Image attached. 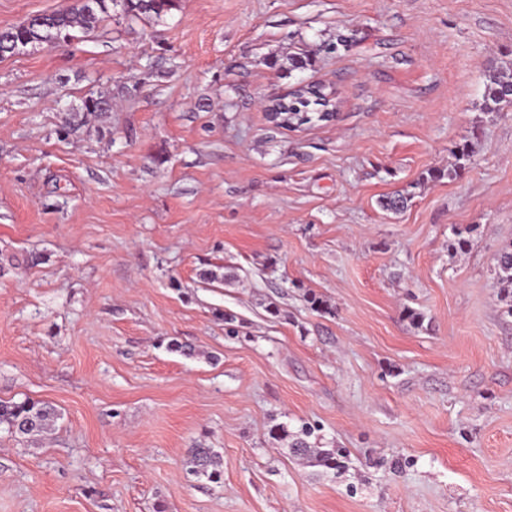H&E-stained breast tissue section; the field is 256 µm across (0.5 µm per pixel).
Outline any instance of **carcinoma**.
Segmentation results:
<instances>
[{
	"instance_id": "cac0c4a2",
	"label": "carcinoma",
	"mask_w": 512,
	"mask_h": 512,
	"mask_svg": "<svg viewBox=\"0 0 512 512\" xmlns=\"http://www.w3.org/2000/svg\"><path fill=\"white\" fill-rule=\"evenodd\" d=\"M178 0H79V4L55 11L48 16L44 27H25L21 24L0 30V43L12 42L15 50L29 45H36L53 40L71 41L96 28L109 14L114 6H121L122 11L132 17L159 18L177 7ZM504 103H512V81L506 80L498 73L488 74L486 87V109L494 112ZM410 197L404 194L387 196L381 200V207L394 213L401 212L408 206ZM495 274L506 286L504 298H512V245L499 251L495 257ZM59 413L48 402L26 398L21 401L0 400V426L23 439H37L48 434ZM279 439H289L291 453L312 466L326 471H339L342 454L338 448H315L308 438L314 428L304 424L296 432H291L285 425L278 424L271 429ZM188 464L191 471L205 476L212 482H218L222 476L220 456L211 448L199 446L189 449Z\"/></svg>"
}]
</instances>
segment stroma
Masks as SVG:
<instances>
[{
    "label": "stroma",
    "instance_id": "stroma-1",
    "mask_svg": "<svg viewBox=\"0 0 512 512\" xmlns=\"http://www.w3.org/2000/svg\"><path fill=\"white\" fill-rule=\"evenodd\" d=\"M75 2L0 0V29ZM492 69L512 75V0L116 7L0 59V400L60 413L42 441L0 429V512H512L493 271L512 105L484 111ZM302 83L334 91V120L274 126ZM304 422L344 469L270 434ZM198 445L220 482L191 473Z\"/></svg>",
    "mask_w": 512,
    "mask_h": 512
}]
</instances>
